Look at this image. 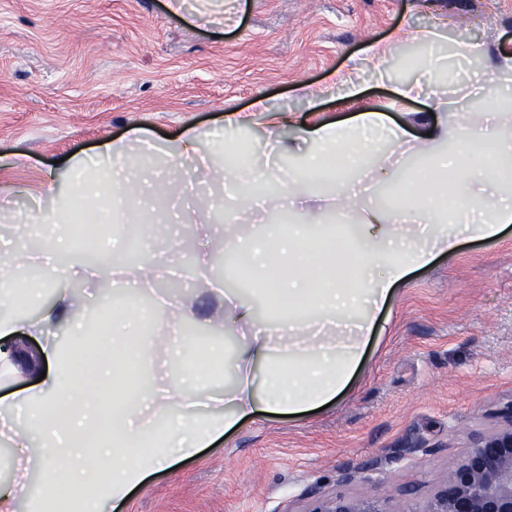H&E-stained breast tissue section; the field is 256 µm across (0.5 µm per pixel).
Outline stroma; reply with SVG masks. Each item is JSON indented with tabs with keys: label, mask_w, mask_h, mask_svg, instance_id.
<instances>
[{
	"label": "stroma",
	"mask_w": 512,
	"mask_h": 512,
	"mask_svg": "<svg viewBox=\"0 0 512 512\" xmlns=\"http://www.w3.org/2000/svg\"><path fill=\"white\" fill-rule=\"evenodd\" d=\"M0 0V262L31 245L43 227L50 188H68L74 172L93 173L95 154L128 141L140 128L167 153L195 132L199 149L216 155L226 135L224 111L250 112L256 99L284 114L304 110L297 88L319 89L309 123L348 121L389 110L399 123L426 112L431 99L390 108L391 65L409 34L447 27L429 54L447 60L461 39L512 50V0ZM390 46L379 81L364 65L369 48ZM363 87L346 98L340 81ZM182 171L162 204L170 249L157 239L147 260L159 263L163 291L189 296L198 314L221 315L211 283L190 271L214 258L224 225L210 219L203 175L182 192ZM208 215L193 224L192 212ZM350 386L322 411L259 415L188 460L150 477L106 512H307L308 486L354 495L347 469L373 461L383 468L371 493L398 507L424 497L462 455L472 433L492 427L512 400V228L463 242L398 285ZM416 451H409L410 443Z\"/></svg>",
	"instance_id": "stroma-1"
}]
</instances>
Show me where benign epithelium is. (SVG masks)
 <instances>
[{"instance_id": "benign-epithelium-1", "label": "benign epithelium", "mask_w": 512, "mask_h": 512, "mask_svg": "<svg viewBox=\"0 0 512 512\" xmlns=\"http://www.w3.org/2000/svg\"><path fill=\"white\" fill-rule=\"evenodd\" d=\"M375 465L348 471L343 481L369 484ZM308 512H395L389 501L368 491L356 495L309 492ZM404 512H512V400L501 421L471 436L469 449L446 471L434 491L420 501L405 500Z\"/></svg>"}]
</instances>
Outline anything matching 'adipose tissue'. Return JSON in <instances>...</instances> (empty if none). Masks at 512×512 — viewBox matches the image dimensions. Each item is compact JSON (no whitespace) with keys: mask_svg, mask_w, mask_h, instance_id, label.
Returning a JSON list of instances; mask_svg holds the SVG:
<instances>
[{"mask_svg":"<svg viewBox=\"0 0 512 512\" xmlns=\"http://www.w3.org/2000/svg\"><path fill=\"white\" fill-rule=\"evenodd\" d=\"M255 114L275 155L300 152L305 141L316 150L287 175L265 169L257 182L227 196L224 212L232 217L256 197L270 211L284 199L297 200L301 217L264 237L266 263L256 267L255 278L271 320L258 321L250 300L224 297L219 325L239 337L230 384H214L223 361L217 350L194 357L196 339L184 332L192 308L163 301L138 310L128 326L100 325L83 346L82 371L72 373L56 331L80 333L77 301L62 291L39 316H24L18 303L38 305L42 289H24L20 277L0 275V338L35 339L29 367L43 376L21 396L0 400V412L23 416L0 425L16 449L13 478L0 487V512H19L22 503L26 512H102L244 421L333 402L362 364L396 285L436 255L455 254L461 240L490 239L512 225L510 89H459L453 100L436 101L422 119L427 135L414 139L383 112L284 139L281 113L261 99L248 115L227 110L225 131ZM416 157L431 182L411 183L407 163ZM107 158L111 187L74 180L69 202L126 191L133 162L112 151ZM449 182L461 200L453 210L443 202ZM53 249L55 259L45 264L34 250L23 251L19 269L49 279L73 272L108 279L130 293L157 279L153 265L128 267L109 250L86 262L62 236ZM149 320L166 338L170 371L162 384L151 367L153 345L141 334Z\"/></svg>","mask_w":512,"mask_h":512,"instance_id":"adipose-tissue-1","label":"adipose tissue"}]
</instances>
